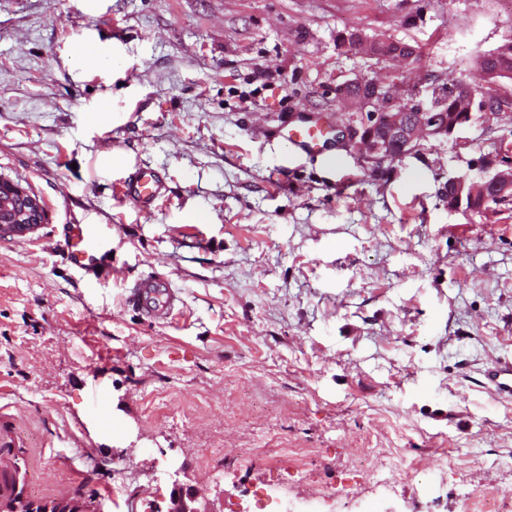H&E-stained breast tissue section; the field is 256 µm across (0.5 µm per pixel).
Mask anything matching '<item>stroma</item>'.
<instances>
[{
  "mask_svg": "<svg viewBox=\"0 0 512 512\" xmlns=\"http://www.w3.org/2000/svg\"><path fill=\"white\" fill-rule=\"evenodd\" d=\"M349 30L418 60L338 47ZM510 40L505 0H0V179L46 213L0 238V472L92 512H167L176 482L217 512L512 493V401L484 378L512 359V196L448 207L450 180L512 166V112L376 163L336 94L480 85ZM84 42L116 66L79 65ZM302 112L331 118L336 161L288 154ZM141 164L169 187L149 213L114 193ZM71 224L99 228L96 281ZM151 274L182 296L168 320L124 302Z\"/></svg>",
  "mask_w": 512,
  "mask_h": 512,
  "instance_id": "1",
  "label": "stroma"
}]
</instances>
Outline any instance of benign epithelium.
<instances>
[{"instance_id": "benign-epithelium-1", "label": "benign epithelium", "mask_w": 512, "mask_h": 512, "mask_svg": "<svg viewBox=\"0 0 512 512\" xmlns=\"http://www.w3.org/2000/svg\"><path fill=\"white\" fill-rule=\"evenodd\" d=\"M348 85L358 94L344 93L343 101L359 110L363 131H349L354 149L372 161L394 160L431 137L448 134V126L440 123L448 103L459 111V122H469L475 107L476 93H464L448 98L435 96L429 104L407 96L403 83L387 85L380 78H360ZM512 192V169L497 172L478 181L458 178L448 182L452 207L462 203L489 204ZM44 211L39 199L8 181L0 180V237L24 236L43 223ZM200 493L191 485L175 483L170 493L167 512H215L208 505H199ZM0 512H92L85 498L76 493L52 506L42 505L23 497L19 490L0 493Z\"/></svg>"}]
</instances>
